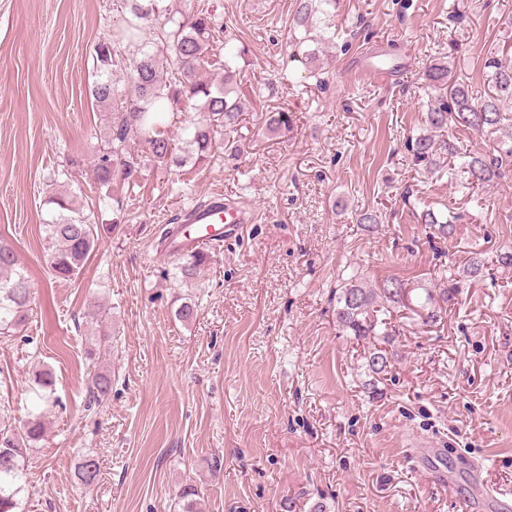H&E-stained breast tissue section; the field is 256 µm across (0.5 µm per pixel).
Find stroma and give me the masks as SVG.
Masks as SVG:
<instances>
[{
	"label": "stroma",
	"instance_id": "obj_1",
	"mask_svg": "<svg viewBox=\"0 0 512 512\" xmlns=\"http://www.w3.org/2000/svg\"><path fill=\"white\" fill-rule=\"evenodd\" d=\"M144 44L166 13L206 8L238 59L244 110L239 155L165 171L142 161L135 181L98 188L103 110L90 95L93 47L111 37L123 0H0V240L31 280L30 318L0 337V408L13 426L50 372L56 403L26 458L18 512H174L177 488L201 487V512H495L473 505L481 469L512 492V172L463 197L447 171L415 166L436 93L421 72L447 58L452 79L488 90L486 55L512 46V0H336L334 30L289 34L293 0H156ZM334 37L323 82L308 55ZM386 53L396 71L349 80L354 57ZM287 110L288 134L265 114ZM248 205L244 236L213 251L197 283L161 255L162 225L213 190ZM73 199L101 227L78 275L51 276L48 196ZM380 211L379 225L355 221ZM457 214L444 253L423 209ZM442 321L422 322L425 290L473 256ZM404 279L412 304L391 318V378L370 398L363 345L336 327V284ZM193 296L198 312L176 316ZM108 320L98 321V312ZM112 354L89 360L103 333ZM111 371L89 406L92 378ZM101 474L77 479L83 455Z\"/></svg>",
	"mask_w": 512,
	"mask_h": 512
}]
</instances>
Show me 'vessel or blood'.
I'll return each mask as SVG.
<instances>
[{
	"label": "vessel or blood",
	"instance_id": "obj_1",
	"mask_svg": "<svg viewBox=\"0 0 512 512\" xmlns=\"http://www.w3.org/2000/svg\"><path fill=\"white\" fill-rule=\"evenodd\" d=\"M191 219L171 225L169 251L197 252L223 246L240 237L243 227L252 223L251 212L226 200L223 191H214L208 200L191 207Z\"/></svg>",
	"mask_w": 512,
	"mask_h": 512
}]
</instances>
